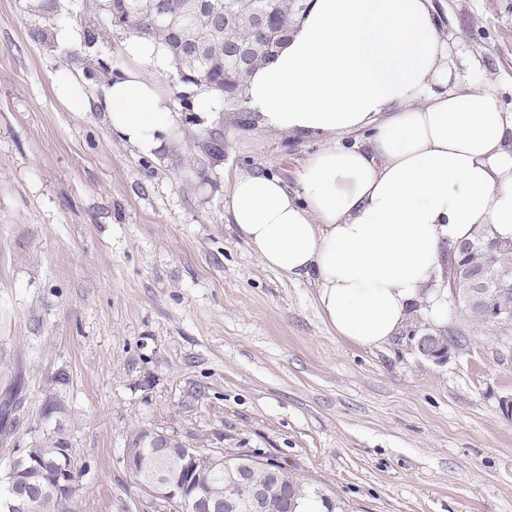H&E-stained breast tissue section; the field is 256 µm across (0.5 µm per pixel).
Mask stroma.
Masks as SVG:
<instances>
[{
  "instance_id": "stroma-1",
  "label": "stroma",
  "mask_w": 512,
  "mask_h": 512,
  "mask_svg": "<svg viewBox=\"0 0 512 512\" xmlns=\"http://www.w3.org/2000/svg\"><path fill=\"white\" fill-rule=\"evenodd\" d=\"M448 70L491 83L512 111V0H432ZM131 66L129 38L82 0L57 13L0 0V395L21 384L25 418L60 424L88 467L75 512H151L123 462L139 428L194 448L271 460L335 492L350 512H512V344L449 307L409 318L378 348L339 337L311 281L264 267L224 198L236 176L292 182L322 145L272 131L156 74L178 140L141 155L100 108L71 111L54 76ZM73 24L70 46L43 40ZM222 128L224 155L203 149ZM461 330L444 361L417 338ZM65 372L62 406L45 414Z\"/></svg>"
}]
</instances>
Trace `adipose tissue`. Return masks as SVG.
Masks as SVG:
<instances>
[{"mask_svg": "<svg viewBox=\"0 0 512 512\" xmlns=\"http://www.w3.org/2000/svg\"><path fill=\"white\" fill-rule=\"evenodd\" d=\"M126 49L136 64L108 76L103 104L113 134L153 157L179 134L143 72L167 56L144 39ZM447 80L430 0H312L249 82L266 128L324 144L295 185L237 176L224 208L264 267L312 281L324 320L353 345L387 343L415 309L442 317L441 255L479 225L512 238V113L493 86L445 91Z\"/></svg>", "mask_w": 512, "mask_h": 512, "instance_id": "ef3b65f1", "label": "adipose tissue"}]
</instances>
